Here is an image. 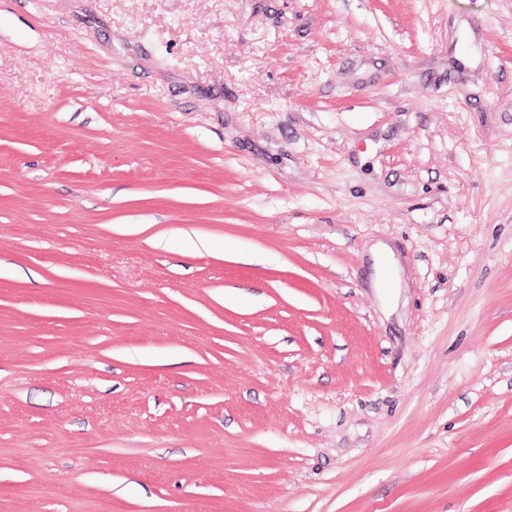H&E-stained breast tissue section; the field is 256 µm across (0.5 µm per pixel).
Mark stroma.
<instances>
[{"instance_id":"stroma-1","label":"stroma","mask_w":512,"mask_h":512,"mask_svg":"<svg viewBox=\"0 0 512 512\" xmlns=\"http://www.w3.org/2000/svg\"><path fill=\"white\" fill-rule=\"evenodd\" d=\"M104 500L512 512V0H0V512Z\"/></svg>"}]
</instances>
